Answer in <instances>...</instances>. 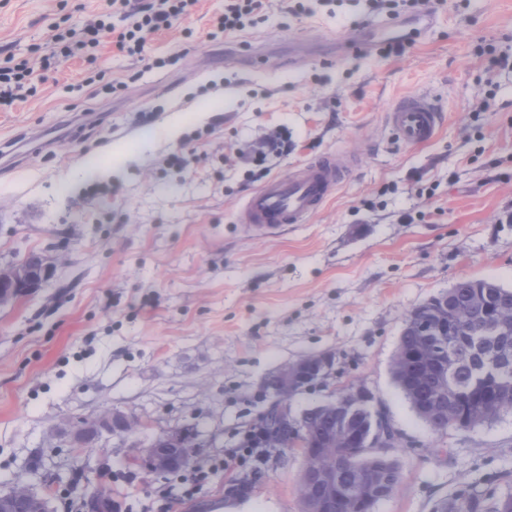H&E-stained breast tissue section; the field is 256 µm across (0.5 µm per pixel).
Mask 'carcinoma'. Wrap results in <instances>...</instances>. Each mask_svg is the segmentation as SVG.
Instances as JSON below:
<instances>
[{
    "mask_svg": "<svg viewBox=\"0 0 512 512\" xmlns=\"http://www.w3.org/2000/svg\"><path fill=\"white\" fill-rule=\"evenodd\" d=\"M501 358L511 369L496 377L498 390L482 388L475 365ZM393 380L415 415L436 435L473 429L512 413V288L485 279H460L409 310L393 357ZM379 409H358L344 418L333 405L317 404L299 414L305 446L336 479V512H358L363 482L388 498L400 483L397 459L382 452L354 455L346 435H366ZM272 448H290L289 431L271 419L259 420ZM454 512H478L480 499L461 494Z\"/></svg>",
    "mask_w": 512,
    "mask_h": 512,
    "instance_id": "carcinoma-1",
    "label": "carcinoma"
}]
</instances>
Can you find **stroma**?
Listing matches in <instances>:
<instances>
[{"mask_svg":"<svg viewBox=\"0 0 512 512\" xmlns=\"http://www.w3.org/2000/svg\"><path fill=\"white\" fill-rule=\"evenodd\" d=\"M105 6L0 0V50L25 56L51 26L82 27ZM288 6L267 0L265 21L212 40L224 0H198L142 54L107 43L95 64L62 61L35 97L0 112V266L45 261L40 286L0 306V493L28 483L50 512L101 485L121 512H196L219 497L224 512H302L294 450L261 465L248 498L224 490L251 467L233 453L259 421L266 377L324 352L336 373L299 408L361 380L400 435L401 483L374 512L512 492V413L438 436L391 375L410 309L461 278L512 287V68L487 73L475 55L486 43L512 53V0L438 8L398 57L294 66L295 41L384 38L397 23L368 0H310L300 17ZM269 43L278 55L239 65ZM170 55L177 65L156 67ZM112 80L123 89L107 93ZM491 90L494 111H477ZM411 93L446 115L422 147L387 121ZM279 125L296 147L273 174L331 152L356 163L309 222L247 235L239 211L253 185L235 150ZM176 151L178 170L165 163ZM115 408L142 421L135 436H102L94 453L72 445L73 427ZM179 427L204 443L195 466L226 462L189 499L183 471L132 464L135 441Z\"/></svg>","mask_w":512,"mask_h":512,"instance_id":"stroma-1","label":"stroma"}]
</instances>
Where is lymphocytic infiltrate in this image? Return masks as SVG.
<instances>
[{
	"label": "lymphocytic infiltrate",
	"instance_id": "obj_1",
	"mask_svg": "<svg viewBox=\"0 0 512 512\" xmlns=\"http://www.w3.org/2000/svg\"><path fill=\"white\" fill-rule=\"evenodd\" d=\"M197 0H112L108 11L98 13L82 28L51 34L46 43L31 49L29 56H0V111L13 109L34 96L45 74L62 57L79 50H96L103 35H111L118 52L142 54L148 35L171 28L175 19L188 14ZM121 12L122 27L112 26V12ZM265 17L264 0H224V12L214 21L215 34L234 36ZM291 138L287 128L241 147L238 156L247 179L259 180L271 172L273 159L287 155Z\"/></svg>",
	"mask_w": 512,
	"mask_h": 512
}]
</instances>
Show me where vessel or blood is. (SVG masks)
Here are the masks:
<instances>
[{
    "mask_svg": "<svg viewBox=\"0 0 512 512\" xmlns=\"http://www.w3.org/2000/svg\"><path fill=\"white\" fill-rule=\"evenodd\" d=\"M368 37L359 36L347 44L311 38L296 45L289 61L311 54L339 55L346 51H367ZM392 130L409 145L430 142L443 123L438 104L425 95H411L399 100L388 114ZM351 161L345 155H325L291 173L269 179L245 199L241 222L246 231L277 234L291 224L304 223L336 191Z\"/></svg>",
    "mask_w": 512,
    "mask_h": 512,
    "instance_id": "obj_1",
    "label": "vessel or blood"
}]
</instances>
